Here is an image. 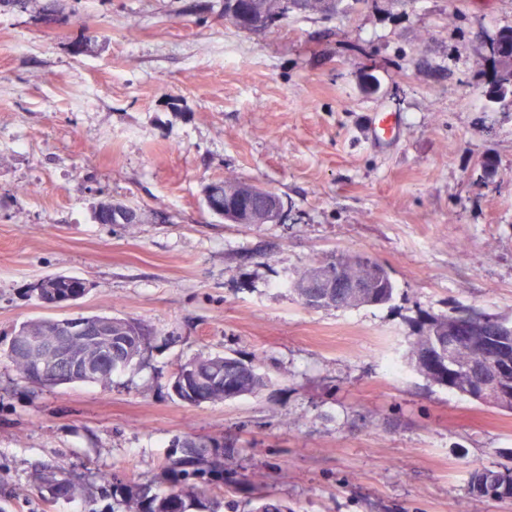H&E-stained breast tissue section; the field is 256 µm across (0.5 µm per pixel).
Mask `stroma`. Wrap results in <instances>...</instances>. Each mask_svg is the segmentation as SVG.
<instances>
[{"instance_id":"stroma-1","label":"stroma","mask_w":512,"mask_h":512,"mask_svg":"<svg viewBox=\"0 0 512 512\" xmlns=\"http://www.w3.org/2000/svg\"><path fill=\"white\" fill-rule=\"evenodd\" d=\"M41 4L0 7V512H119L168 490L188 438L231 448L225 512H512L466 496L512 468V413L408 359L457 307L512 320V95L481 80L512 0H344L262 33L224 0H58L49 29ZM378 111L400 121L382 147L361 134ZM228 173L275 191L280 223L209 212ZM102 202L136 223H97ZM341 253L383 265L392 300L302 305L290 281ZM53 275L88 290L47 308ZM94 315L149 331L108 382L42 387L5 357L23 323ZM207 355L264 385L180 402L177 368ZM61 459L80 492L55 501L35 477Z\"/></svg>"}]
</instances>
